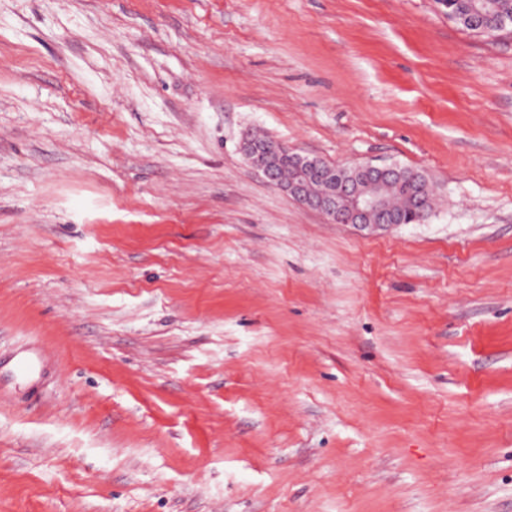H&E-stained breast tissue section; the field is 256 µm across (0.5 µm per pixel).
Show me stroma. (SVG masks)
<instances>
[{
  "instance_id": "obj_1",
  "label": "stroma",
  "mask_w": 512,
  "mask_h": 512,
  "mask_svg": "<svg viewBox=\"0 0 512 512\" xmlns=\"http://www.w3.org/2000/svg\"><path fill=\"white\" fill-rule=\"evenodd\" d=\"M248 130L437 204L328 223ZM0 512H512V30L0 0ZM407 175L392 179L384 184L386 194L391 198L395 210L401 216L410 214L411 196L413 191L424 189L419 178L413 177L414 172L405 168Z\"/></svg>"
}]
</instances>
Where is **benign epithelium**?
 I'll return each mask as SVG.
<instances>
[{"mask_svg":"<svg viewBox=\"0 0 512 512\" xmlns=\"http://www.w3.org/2000/svg\"><path fill=\"white\" fill-rule=\"evenodd\" d=\"M485 13L476 3L468 2L463 14H451L454 21L470 20L472 29H485L482 19ZM241 149L252 166L268 184L276 187L301 205L322 213L331 224H351L362 228H381L402 223L381 193L380 185L386 179L399 173L400 166H376L370 163L354 166L364 186L344 179L334 168L323 167V161L316 157L303 156L288 150L281 142L269 138L255 139L252 134L243 135ZM289 154L295 161L293 174L283 178L280 173L281 160ZM319 180L323 189L317 194L309 190L314 180Z\"/></svg>","mask_w":512,"mask_h":512,"instance_id":"obj_1","label":"benign epithelium"}]
</instances>
